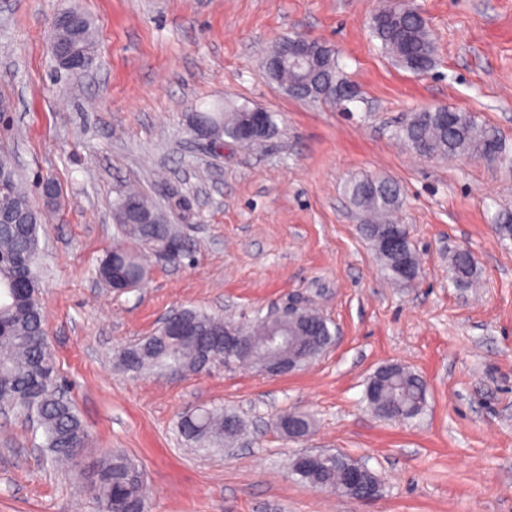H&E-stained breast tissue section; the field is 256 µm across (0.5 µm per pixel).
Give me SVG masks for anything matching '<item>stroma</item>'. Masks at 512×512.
I'll return each mask as SVG.
<instances>
[{
    "instance_id": "stroma-1",
    "label": "stroma",
    "mask_w": 512,
    "mask_h": 512,
    "mask_svg": "<svg viewBox=\"0 0 512 512\" xmlns=\"http://www.w3.org/2000/svg\"><path fill=\"white\" fill-rule=\"evenodd\" d=\"M414 2L438 48L421 74L373 38L380 0H0V155L43 213L46 343L87 426L81 460H136L149 512H512V241L490 223L512 209V167L426 159L392 135L408 113L447 105L495 127L512 150V0ZM62 8L93 23V62L78 76L51 52ZM295 35L334 47L357 90L347 109L294 99L268 77L264 53ZM225 102L279 113L276 131L249 148L210 146L190 114ZM42 176L55 180L56 204L36 189ZM364 177L400 190L419 263L409 285L384 274L360 232L345 187ZM130 188L171 212L188 255L149 259L144 284L119 293L98 264ZM461 248L479 270L468 290L448 266ZM291 301L319 308L334 333L300 371L221 363L149 375L117 364L171 311L246 324ZM388 363L427 385L413 420H381L365 400ZM201 406L237 411L244 435L221 452L195 447L178 423ZM286 412L311 417L308 435L275 429ZM306 451L367 466L379 497L296 480L289 463ZM0 512H98L76 469L58 465L17 412L0 413Z\"/></svg>"
}]
</instances>
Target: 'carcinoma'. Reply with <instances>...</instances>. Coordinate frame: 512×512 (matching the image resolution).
<instances>
[{"mask_svg": "<svg viewBox=\"0 0 512 512\" xmlns=\"http://www.w3.org/2000/svg\"><path fill=\"white\" fill-rule=\"evenodd\" d=\"M77 22L65 30L61 38L80 46H93V27L88 16L73 11ZM374 37L380 42L394 63L403 70L419 74L429 70L434 62L436 46L428 24L422 22L420 10L410 0H382L381 11L372 19ZM338 72L336 59L329 60L327 70L320 71L310 65L295 70L287 65L269 73L277 84H303L320 96V89L334 81ZM251 108L245 104L215 106L198 112L200 122L223 130V136L235 142L236 130L248 117ZM396 135L417 155L425 158H446L467 155L490 161H509V156L497 131L478 123L466 112L450 110L448 116H438L431 108L409 113ZM11 183L9 208L23 216L24 223L7 226L0 224V285L6 288V299L0 301V402L10 403L19 392L32 398L31 408L43 430L44 446L58 461L74 459L77 450L86 443L88 432L57 380L55 363L42 347L44 312L39 293H29V276L36 274L38 237L37 226L42 213L36 209L22 189L18 174L6 157H0V175ZM346 192L353 205L365 216L361 232L370 242H375L390 228L396 227L407 235L404 225L397 223L393 214L399 207V189L396 184L365 178L347 185ZM114 217L130 239L132 246L117 244L109 250L98 268L100 277L112 281V276L123 275L142 281L146 276L143 251L154 252L171 237L178 236L168 216L148 204L139 194L127 192L114 204ZM495 230L503 239H512V213L504 211L494 219ZM382 270L392 280L402 284L408 280L401 276L405 267L416 266V256L411 246L396 257L377 254ZM449 266L456 287L471 288L478 280L476 262L464 252H453ZM184 314L209 335H224V326L236 321L197 309H187ZM245 333L253 340L285 333L293 339L290 350L302 357V363L321 345L330 344L333 334L327 321L318 313L307 309L303 316L290 323L271 320V315L257 317L243 325ZM151 339L154 344L143 347L139 342L122 350L119 356L128 365L127 354H132L131 369L138 372L165 373L168 371H201L207 368L206 357L224 360L221 347H203L200 344L157 330ZM278 357L274 349L260 348L240 359V363L258 369ZM365 398L374 413H379L383 402L398 405L401 419L412 420L424 410L426 384L409 368L400 365L391 379L372 390L366 384ZM274 426L291 436L305 435L311 426L308 415L289 412L279 416ZM243 420L232 410L199 408L184 415L179 431L187 440L201 447H222L243 431ZM291 474L313 488L322 490L336 486L340 470L334 463L319 469L301 467L292 462ZM88 480L97 486L95 500L99 512H126L136 507L148 508L144 494V477L138 465L128 456L116 452L89 468Z\"/></svg>", "mask_w": 512, "mask_h": 512, "instance_id": "cac0c4a2", "label": "carcinoma"}]
</instances>
